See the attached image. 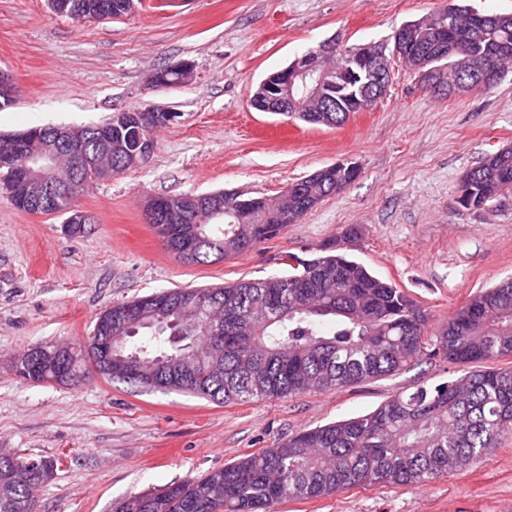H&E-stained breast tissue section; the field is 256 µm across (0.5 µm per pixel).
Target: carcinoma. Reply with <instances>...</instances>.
<instances>
[{
	"label": "carcinoma",
	"mask_w": 512,
	"mask_h": 512,
	"mask_svg": "<svg viewBox=\"0 0 512 512\" xmlns=\"http://www.w3.org/2000/svg\"><path fill=\"white\" fill-rule=\"evenodd\" d=\"M98 0H57L54 12L73 19H103ZM456 24L435 12L405 23L412 48L399 60L415 66V52L431 54V79L446 88L472 81L477 66L506 73L512 56L493 49L512 45V22L487 18L474 31V11L456 4ZM448 39L455 51L442 55ZM376 43L347 47L334 42L322 49L320 66L334 82L326 92H306L288 103V115L312 125L337 127L359 111L374 74L365 60ZM112 154L99 151L93 128H81L75 152L98 156L120 174L146 164L139 135L123 113L105 124ZM13 146L0 137V189L18 209L27 203L11 191L10 167L3 155ZM355 163L332 164L300 179L275 198L215 192L222 213L172 226L155 224L164 245L171 228L188 243L194 262L249 251L298 221L358 177ZM470 205L482 211L512 197V146L499 149L461 177ZM77 196L57 192L51 214L73 211ZM290 271L264 279L194 288L202 300L194 309L180 305L187 292L176 288L114 304L98 316L112 319V379L130 374L125 357L137 354L135 387L199 395L232 404L282 399L313 389L344 388L396 374L417 362L441 356L467 365L512 355V278L484 288L435 332L427 317L395 284L374 275L336 240L310 258L293 255ZM87 362L77 346L64 365L34 359L19 376L31 382L53 380L74 385L85 377ZM512 434V369L474 370L437 385L419 384L391 396L372 412L307 429L258 453L158 492L137 493L119 501L113 512H276L290 501L319 500L341 490L375 485L412 486L465 468ZM0 452V512H40V492L53 477L56 461L37 465Z\"/></svg>",
	"instance_id": "1"
}]
</instances>
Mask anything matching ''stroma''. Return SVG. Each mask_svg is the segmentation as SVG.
<instances>
[{
    "instance_id": "1",
    "label": "stroma",
    "mask_w": 512,
    "mask_h": 512,
    "mask_svg": "<svg viewBox=\"0 0 512 512\" xmlns=\"http://www.w3.org/2000/svg\"><path fill=\"white\" fill-rule=\"evenodd\" d=\"M451 0H142L110 20H74L48 0H0V70L16 81L0 135L80 128L148 107L174 112L146 166L95 183L87 216L15 208L0 192V448L58 458L41 512H112L156 491L270 448L296 433L376 409L416 385L459 378L431 357L394 375L285 399L225 405L147 391L88 373L78 386L19 377L16 358L38 344L89 336L98 314L154 291L215 287L285 274L347 228L349 254L445 324L478 290L512 278V205L462 209L463 173L512 145V73L488 91L435 95L391 62L386 95L338 127L257 110L259 83L320 42L391 41L404 23ZM193 77L155 87L162 68ZM360 175L279 235L227 259L187 264L145 216L158 196L236 191L277 196L339 161ZM279 512H512V436L466 469L417 486L357 487Z\"/></svg>"
}]
</instances>
